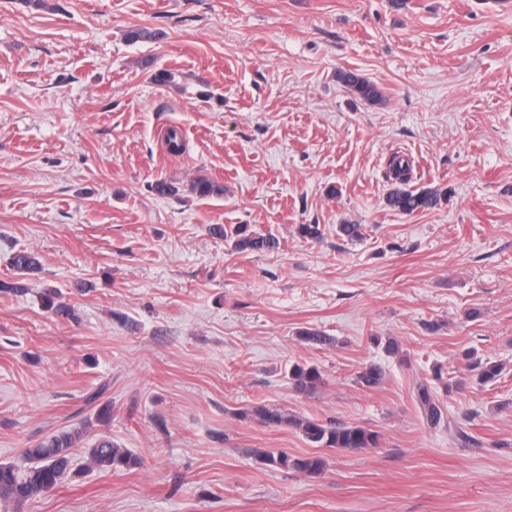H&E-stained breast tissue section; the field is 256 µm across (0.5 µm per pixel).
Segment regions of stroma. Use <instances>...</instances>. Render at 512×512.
Returning <instances> with one entry per match:
<instances>
[{"label":"stroma","instance_id":"stroma-1","mask_svg":"<svg viewBox=\"0 0 512 512\" xmlns=\"http://www.w3.org/2000/svg\"><path fill=\"white\" fill-rule=\"evenodd\" d=\"M396 155L438 206H388ZM201 177L222 193H192ZM216 224L281 248L235 251ZM25 248L43 271L0 293V461L84 425L142 463L75 452L78 476L18 512H512V0H0V280ZM50 288L76 319L43 307ZM296 363L322 370L314 393ZM263 404L380 444L238 418ZM338 78L364 101L376 104L382 100V93L378 87L364 77L350 71H342L338 74ZM289 379L295 391L304 395L313 393L324 383L322 371L315 365H294L290 369ZM417 401L428 422L435 424L440 420L441 410L435 402L430 387L427 384L420 383L417 386ZM258 458L273 467L287 471L289 469L300 471L310 476L319 474L324 465L323 459L318 456L294 458L282 452L277 454L271 451L260 452Z\"/></svg>","mask_w":512,"mask_h":512}]
</instances>
